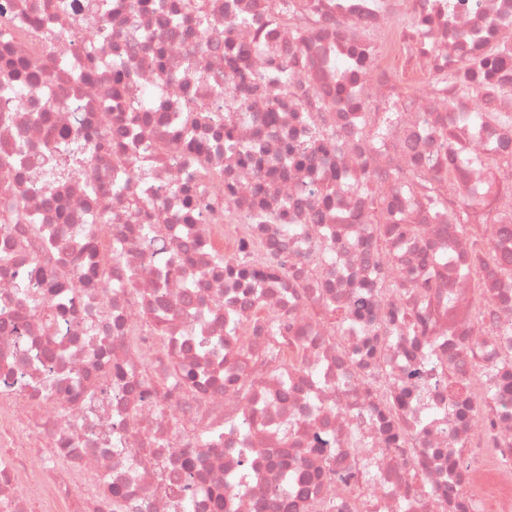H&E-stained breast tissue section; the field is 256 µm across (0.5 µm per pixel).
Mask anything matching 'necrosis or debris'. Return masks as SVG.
Returning a JSON list of instances; mask_svg holds the SVG:
<instances>
[{"label":"necrosis or debris","mask_w":512,"mask_h":512,"mask_svg":"<svg viewBox=\"0 0 512 512\" xmlns=\"http://www.w3.org/2000/svg\"><path fill=\"white\" fill-rule=\"evenodd\" d=\"M287 1L0 0V512H512V0Z\"/></svg>","instance_id":"obj_1"}]
</instances>
